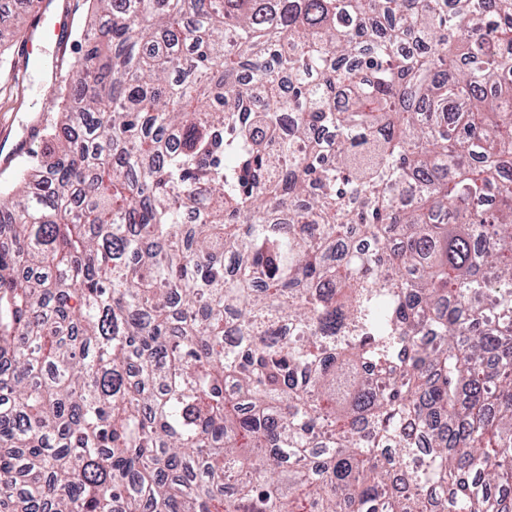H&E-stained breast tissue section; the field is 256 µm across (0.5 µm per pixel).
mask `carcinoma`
Returning <instances> with one entry per match:
<instances>
[{"label": "carcinoma", "mask_w": 512, "mask_h": 512, "mask_svg": "<svg viewBox=\"0 0 512 512\" xmlns=\"http://www.w3.org/2000/svg\"><path fill=\"white\" fill-rule=\"evenodd\" d=\"M90 2L0 189V509L512 512V0Z\"/></svg>", "instance_id": "1"}]
</instances>
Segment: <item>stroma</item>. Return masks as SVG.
<instances>
[{
  "label": "stroma",
  "instance_id": "1",
  "mask_svg": "<svg viewBox=\"0 0 512 512\" xmlns=\"http://www.w3.org/2000/svg\"><path fill=\"white\" fill-rule=\"evenodd\" d=\"M49 9L69 11L72 24L55 42L43 45L44 55L58 54V66L38 64L23 53L28 38L38 37L32 17L24 13L23 0H0V31L10 34L0 57V184H11L19 159L10 150L20 142L29 149L42 145L44 128L54 123L59 107L51 93L58 82H69L73 62L79 57L78 32L92 19L89 0H49Z\"/></svg>",
  "mask_w": 512,
  "mask_h": 512
}]
</instances>
